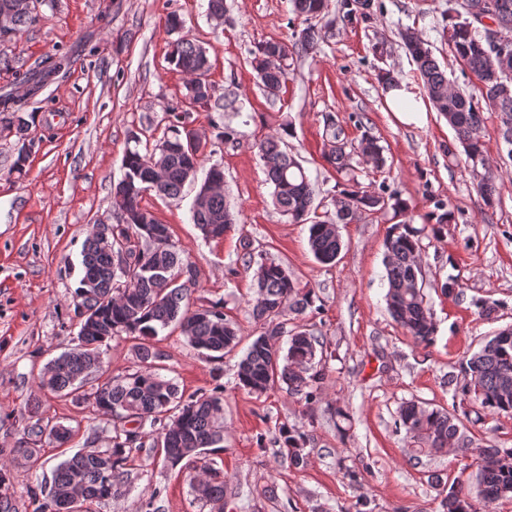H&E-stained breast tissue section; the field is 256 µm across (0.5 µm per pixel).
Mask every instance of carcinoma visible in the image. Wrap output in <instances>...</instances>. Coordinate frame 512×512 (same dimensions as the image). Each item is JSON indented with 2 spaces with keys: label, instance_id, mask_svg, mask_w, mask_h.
<instances>
[{
  "label": "carcinoma",
  "instance_id": "obj_1",
  "mask_svg": "<svg viewBox=\"0 0 512 512\" xmlns=\"http://www.w3.org/2000/svg\"><path fill=\"white\" fill-rule=\"evenodd\" d=\"M482 0H463L448 7L446 22L439 30L441 40L461 66L462 74L478 81V93H469L448 78L434 58L427 41L410 31L401 33L404 47L416 66L428 101L436 112L448 120L456 133L471 169H482L479 190L487 204H492L496 173L489 166L482 141L484 113L498 112L503 123L502 137L509 146L512 159V49L495 53L489 44V30L473 26L469 9ZM498 32L512 33V0H494ZM293 12L304 18L306 26L293 32V43L266 41L251 52L250 65L263 90L274 98L288 74V60L295 52L316 49L326 38L311 20L326 11L327 0H292ZM381 5L376 0H340L339 12L347 23L370 22ZM11 14L15 34H22L35 21L27 0H0V13ZM283 63L268 65L273 56ZM169 63L187 76L185 98L217 110L241 111L236 99L201 91L211 64L207 51L187 35L172 42ZM0 113L5 122L23 135L28 121L12 109L11 100H0ZM172 120L162 141L173 146L186 140L181 131L182 115L178 107L170 109ZM281 134H270L256 142L263 162L266 180L272 186V202L293 224L309 225L308 242L316 260L330 264L342 248L339 225L348 224L362 213L402 218L392 225L385 240L387 309L391 317L411 336L418 346L433 344L435 326L424 292L422 267L423 239L439 238L442 230L455 219L448 204L438 200L429 212V222L417 227L407 219L406 199L397 189L382 184L368 190L355 176V158L367 159L376 169L386 166L385 149L379 141L364 135L353 151L331 150L328 161L343 176L344 183L327 204L315 203V184L309 179L297 156L282 148ZM203 152L172 151L162 154L156 148L146 152L126 151L123 179L114 186V224H98L89 235L81 254L80 275L75 288L74 314L80 308L92 311L95 319L84 320L78 344L48 362L40 371L39 387L54 394L72 398L77 404L87 403L93 410L122 420L132 418L139 423L136 431L120 423L113 426L107 448L77 452L55 469L50 488H30L34 512H69L68 494L78 490L83 496L76 512H89L90 504L120 496L130 491L132 478L128 463L140 452L147 440L164 452L171 466L184 464L191 468L196 450L224 449V386L210 392L183 398L177 384L163 378L154 366L160 355L152 340L170 326H175L188 344L212 359H221L238 344V326L224 313V303L209 302L194 306L192 292L196 288L193 265L183 259L172 240L169 226L160 221L139 223L142 215L140 198L151 187L154 166L160 164L166 177L154 191L175 198L185 185L198 179ZM199 208H191L192 221L206 239L219 230L227 232L234 215L222 191L206 193ZM325 211L318 212L319 208ZM112 228V246H107L102 231ZM243 262L254 267L258 293L251 307L253 320L262 331L248 347L236 366L234 379L238 388L252 394H263L277 383L287 386L308 405L315 402L325 377L317 348L320 337L306 323L288 325L285 311L304 316L313 310L315 291L295 278L287 266L255 260L250 243L243 244ZM92 291L93 297L86 296ZM126 334L138 340V365L120 379L87 385V376L103 370L104 355L115 336ZM287 348H282L281 340ZM453 387L448 409L431 408L418 400L402 403L396 428L406 437L421 443L426 451L451 450L463 458L477 459V495L457 484L442 499L443 512H481L483 506L512 495V448H474L472 439L460 431L463 421L474 423L486 416L512 415V341L504 343L492 336L470 357L459 364V373L448 376ZM48 424L35 422L24 428L18 449L32 452ZM282 460L288 467L300 469L307 459L308 434L296 426L278 428ZM203 483H194L189 475L195 499L212 506V512H224V471L211 466Z\"/></svg>",
  "mask_w": 512,
  "mask_h": 512
}]
</instances>
